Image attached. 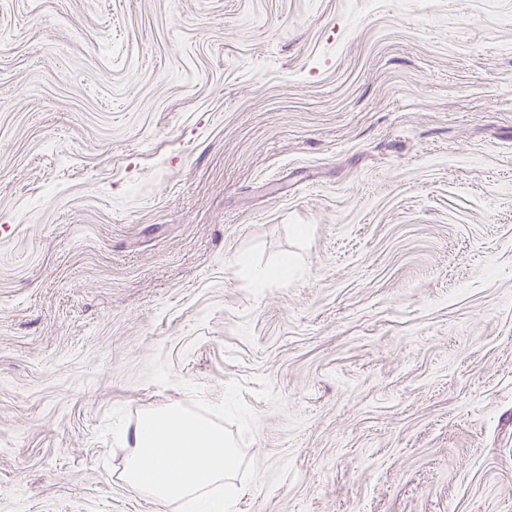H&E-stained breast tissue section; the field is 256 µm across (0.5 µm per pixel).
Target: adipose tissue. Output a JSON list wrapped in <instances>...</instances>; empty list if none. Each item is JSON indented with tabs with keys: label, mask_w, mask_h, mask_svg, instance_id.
<instances>
[{
	"label": "adipose tissue",
	"mask_w": 512,
	"mask_h": 512,
	"mask_svg": "<svg viewBox=\"0 0 512 512\" xmlns=\"http://www.w3.org/2000/svg\"><path fill=\"white\" fill-rule=\"evenodd\" d=\"M130 450L124 482L145 494L156 512L180 503L184 512H228L241 494L233 479L239 467L223 429L179 408L145 415L133 429L117 432ZM223 485V496L206 487Z\"/></svg>",
	"instance_id": "obj_1"
}]
</instances>
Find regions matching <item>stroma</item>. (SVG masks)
Segmentation results:
<instances>
[{"label": "stroma", "instance_id": "stroma-1", "mask_svg": "<svg viewBox=\"0 0 512 512\" xmlns=\"http://www.w3.org/2000/svg\"><path fill=\"white\" fill-rule=\"evenodd\" d=\"M168 408L231 512H512V0H0V512H155ZM238 264L250 269L252 281L257 288H262L273 280L288 282L295 270L294 259L290 256L281 257L272 267H254L245 256L238 258ZM130 449L124 482L145 494L155 511L179 502L186 512H223L244 491L232 483L239 458L224 430L179 408L145 415L130 432L117 431ZM224 481V498L202 496Z\"/></svg>", "mask_w": 512, "mask_h": 512}]
</instances>
